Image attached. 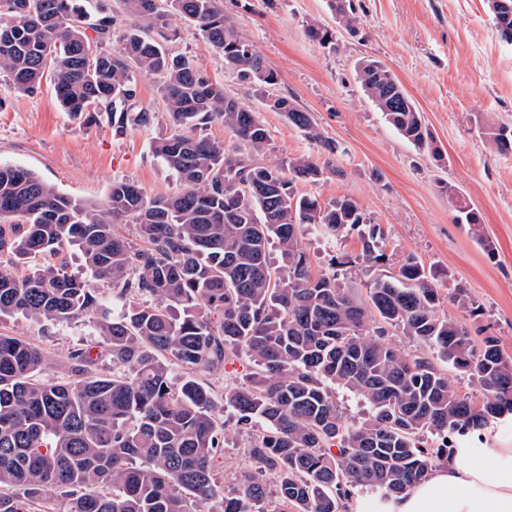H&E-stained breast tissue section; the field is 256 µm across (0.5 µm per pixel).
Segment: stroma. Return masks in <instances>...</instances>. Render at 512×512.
<instances>
[{"label": "stroma", "instance_id": "1", "mask_svg": "<svg viewBox=\"0 0 512 512\" xmlns=\"http://www.w3.org/2000/svg\"><path fill=\"white\" fill-rule=\"evenodd\" d=\"M359 17L356 34L339 32L332 51L311 41L307 25L335 28L328 0H223L224 14L278 74L277 94L311 112L320 133L338 143L337 155L288 125L228 69L221 53L195 35L180 17L174 48L189 53L201 71L232 95L260 111L269 131L267 156H310L331 161L339 174L325 173L315 185H299L326 203L346 195L373 223L381 225L385 269L397 271L413 256L432 269L442 310L457 315V290L481 306L482 324L512 355V155L488 147V127L512 124V45L502 41L487 12L486 0H353ZM371 56L394 73L423 114L443 158L416 151L364 96L355 65ZM0 163L34 171L62 193L90 205L103 203L113 181L138 183L147 196L177 188L170 170L155 157L153 145L171 132V120L156 78L140 79L141 107L155 119L150 126L114 135L107 121L90 125L58 104L51 79L27 95L0 77ZM473 205L480 221L459 224L443 184ZM305 244L318 272L332 256L356 255V234L336 240L312 234ZM0 333L21 336L47 355L43 378L61 376L70 348L92 340L82 320L54 325L21 316L0 319ZM226 424L224 451L213 461L225 493L237 490L252 431L239 426L233 411L220 412Z\"/></svg>", "mask_w": 512, "mask_h": 512}]
</instances>
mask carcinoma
<instances>
[{"label": "carcinoma", "instance_id": "cac0c4a2", "mask_svg": "<svg viewBox=\"0 0 512 512\" xmlns=\"http://www.w3.org/2000/svg\"><path fill=\"white\" fill-rule=\"evenodd\" d=\"M499 34L512 13L486 0ZM337 26L353 33L352 0H329ZM188 21L224 53L238 78L258 88L262 106L332 155L294 100L272 92L269 68L224 16L221 0H119L116 12L90 13L81 0H0V75L33 94L51 74L55 96L74 115L104 117L116 135L147 126L135 108L140 77L154 76L172 123L154 144L179 188L155 199L130 180L112 182L90 206L33 171L0 164V316L63 323L92 320L96 343L71 348L65 374L43 380L45 352L0 333V512H342L358 487L384 500L424 479L458 442L512 417V356L495 335L440 313L441 296L413 256L397 273L384 232L350 197L321 204L297 193L342 170L309 156L265 159L260 113L194 60L172 49ZM308 37L336 47L315 25ZM364 95L420 151L438 154L416 104L382 63L360 59ZM224 121L234 137L220 146L205 130ZM494 152L512 154V127L486 133ZM339 239L357 232L361 252L316 272L304 246L307 227ZM82 252L86 274L69 271ZM372 274L367 298L353 293L350 269ZM460 312L480 307L459 292ZM395 330L420 349L388 339ZM243 352L247 381L221 400L197 373L216 371ZM466 373L479 393L460 390L443 364ZM183 370L179 381L172 371ZM369 406L348 423L334 390ZM241 425L260 424L250 442L257 469L234 496L213 476L226 431L217 408Z\"/></svg>", "mask_w": 512, "mask_h": 512}]
</instances>
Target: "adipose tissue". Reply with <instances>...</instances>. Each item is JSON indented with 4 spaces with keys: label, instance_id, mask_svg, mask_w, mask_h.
<instances>
[{
    "label": "adipose tissue",
    "instance_id": "adipose-tissue-1",
    "mask_svg": "<svg viewBox=\"0 0 512 512\" xmlns=\"http://www.w3.org/2000/svg\"><path fill=\"white\" fill-rule=\"evenodd\" d=\"M385 512H512V448L490 456L472 440Z\"/></svg>",
    "mask_w": 512,
    "mask_h": 512
}]
</instances>
